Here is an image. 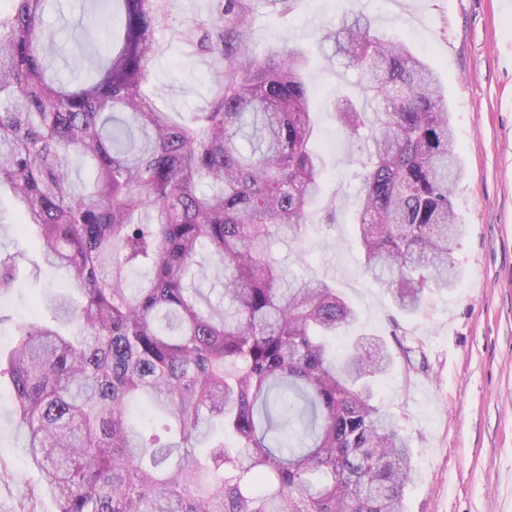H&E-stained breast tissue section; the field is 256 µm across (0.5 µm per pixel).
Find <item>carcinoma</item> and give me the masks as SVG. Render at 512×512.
Returning <instances> with one entry per match:
<instances>
[{
    "instance_id": "carcinoma-1",
    "label": "carcinoma",
    "mask_w": 512,
    "mask_h": 512,
    "mask_svg": "<svg viewBox=\"0 0 512 512\" xmlns=\"http://www.w3.org/2000/svg\"><path fill=\"white\" fill-rule=\"evenodd\" d=\"M115 36L95 75L50 72L47 0L0 9V188L63 271L43 320L5 359L11 414L57 512H401L410 448L375 400L393 364L380 339L331 342L353 307L288 276L275 242L301 239L324 175L306 56L249 50L263 0H216L190 37L218 65L206 110L174 119L145 92L164 0H103ZM325 38L351 54L363 106L336 114L367 144L357 234L366 275L409 313L456 286L463 232L446 91L404 43L358 17ZM89 163L81 187L72 157ZM17 255L0 258V294ZM146 282L127 288L128 270ZM207 270L224 308L187 280ZM140 398L163 433L133 423Z\"/></svg>"
}]
</instances>
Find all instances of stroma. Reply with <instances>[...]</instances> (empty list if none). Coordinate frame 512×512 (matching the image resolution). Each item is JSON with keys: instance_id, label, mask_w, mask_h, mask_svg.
I'll return each instance as SVG.
<instances>
[{"instance_id": "35a3bbf8", "label": "stroma", "mask_w": 512, "mask_h": 512, "mask_svg": "<svg viewBox=\"0 0 512 512\" xmlns=\"http://www.w3.org/2000/svg\"><path fill=\"white\" fill-rule=\"evenodd\" d=\"M168 20L156 32L149 63L153 98L175 114L205 109L214 89L211 55L186 44L185 32L210 21L212 0H166ZM98 0H55L44 15L57 31L54 67L62 76L92 73L110 20L94 21ZM367 17L376 32L408 45L440 76L448 92L452 149L462 168L454 197L466 231L453 262V290L429 294L407 315L363 271L356 235L359 175L366 147L336 119L333 103L365 95L354 71L323 34ZM89 27L86 41L75 29ZM288 44L307 57L305 80L326 174L295 245L273 256L291 276L326 279L357 312L336 338L345 350L361 334L381 337L394 353L375 386L412 453L416 477L402 512H512V0H295L288 15L262 7L250 49L264 55ZM24 251L18 288L0 296V347L33 315L43 289H61L60 272L40 264V246L24 237L9 191L0 192V252ZM12 385L0 375V512H57L10 413Z\"/></svg>"}]
</instances>
